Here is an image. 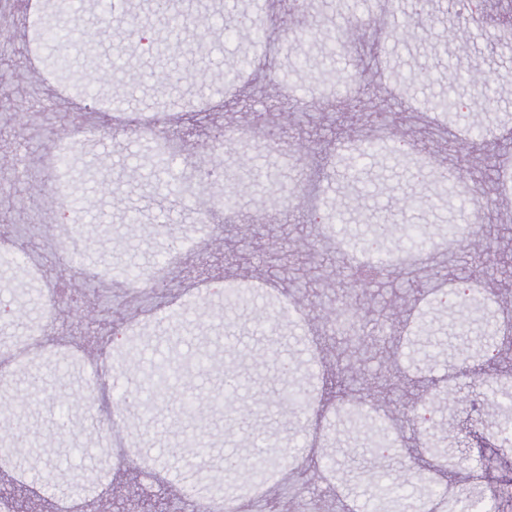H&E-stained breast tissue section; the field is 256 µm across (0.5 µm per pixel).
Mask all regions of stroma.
Returning a JSON list of instances; mask_svg holds the SVG:
<instances>
[{"label": "stroma", "instance_id": "35a3bbf8", "mask_svg": "<svg viewBox=\"0 0 512 512\" xmlns=\"http://www.w3.org/2000/svg\"><path fill=\"white\" fill-rule=\"evenodd\" d=\"M43 7L15 0L0 14V247L30 270H0V304L20 310L0 321V376L22 407L0 416V448L13 451L0 497L21 512H116L117 497L187 510L271 448L276 472L234 497L237 512L271 493L277 512H362L386 474L406 484L411 512L491 496L512 512L498 416L512 347L479 322L459 333V305L416 302L410 287L476 277L477 252L512 256V195L491 166L512 160V53L499 47L512 0H120L107 12L81 0L46 46ZM143 25L181 50L144 51ZM90 28L92 61L75 54ZM49 53L73 56L66 77ZM117 55L123 77L84 94L92 62ZM230 69L244 76L228 89ZM446 96L468 111L433 113ZM462 123L479 131L463 150ZM380 137L407 141L411 159L353 169L356 148ZM21 146L42 160L38 207L14 171ZM61 192L88 210L69 217ZM469 193L479 214L460 206ZM316 212L342 216L361 245L383 224L424 225L423 262L410 279L357 281ZM445 224L458 228L448 249ZM137 275L157 290L134 287ZM232 281L254 285L247 302L215 291ZM116 330L138 363L121 362ZM173 349L209 358L191 382L193 419L129 385Z\"/></svg>", "mask_w": 512, "mask_h": 512}]
</instances>
